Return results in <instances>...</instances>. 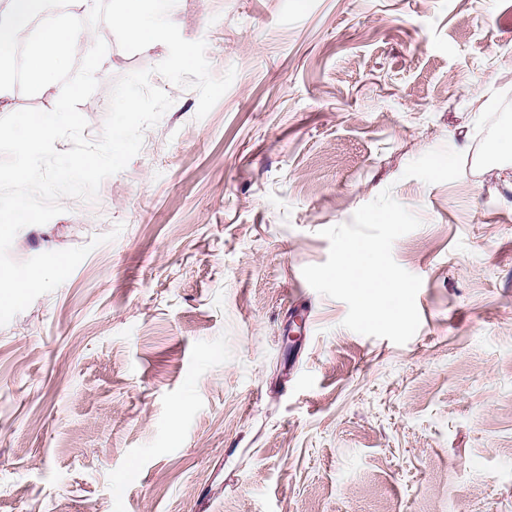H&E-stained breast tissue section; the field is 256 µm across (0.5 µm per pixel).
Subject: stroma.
Segmentation results:
<instances>
[{"instance_id":"35a3bbf8","label":"stroma","mask_w":512,"mask_h":512,"mask_svg":"<svg viewBox=\"0 0 512 512\" xmlns=\"http://www.w3.org/2000/svg\"><path fill=\"white\" fill-rule=\"evenodd\" d=\"M170 18L235 79L197 118L153 71L165 44L107 34L85 137L133 71L173 104L95 201L13 241L21 262L120 231L0 327V512H512V0ZM386 188L422 221L392 248L422 280L403 345L302 275Z\"/></svg>"}]
</instances>
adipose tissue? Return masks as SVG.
Segmentation results:
<instances>
[{
	"mask_svg": "<svg viewBox=\"0 0 512 512\" xmlns=\"http://www.w3.org/2000/svg\"><path fill=\"white\" fill-rule=\"evenodd\" d=\"M48 9V0H6L0 10V47L28 43L30 22ZM91 33L68 23L46 21L29 49L23 68L30 92L45 96L52 92L59 73L66 67L77 42L92 41Z\"/></svg>",
	"mask_w": 512,
	"mask_h": 512,
	"instance_id": "obj_1",
	"label": "adipose tissue"
}]
</instances>
